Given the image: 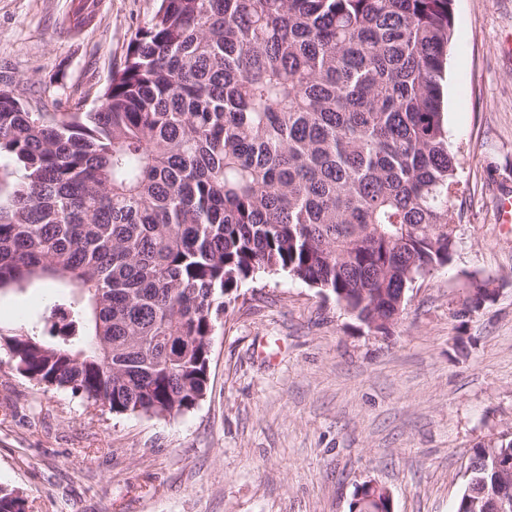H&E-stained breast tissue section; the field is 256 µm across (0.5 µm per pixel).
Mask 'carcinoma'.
Returning a JSON list of instances; mask_svg holds the SVG:
<instances>
[{
    "label": "carcinoma",
    "instance_id": "carcinoma-1",
    "mask_svg": "<svg viewBox=\"0 0 512 512\" xmlns=\"http://www.w3.org/2000/svg\"><path fill=\"white\" fill-rule=\"evenodd\" d=\"M101 0H72L68 30ZM454 0H160L92 112L0 88V293L56 280L46 342L0 349L38 386L115 415L206 395L212 337L244 282L286 273L388 334L448 266L464 190L442 82ZM491 298L468 289V311ZM512 438L477 444L456 512L493 500ZM349 512H391L383 495ZM0 486V512H27Z\"/></svg>",
    "mask_w": 512,
    "mask_h": 512
}]
</instances>
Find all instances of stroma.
<instances>
[{
	"mask_svg": "<svg viewBox=\"0 0 512 512\" xmlns=\"http://www.w3.org/2000/svg\"><path fill=\"white\" fill-rule=\"evenodd\" d=\"M70 0H0V87L90 112L156 0H103L67 31ZM444 80L465 193L448 267L418 280L389 335L288 274L237 289L212 338L209 386L174 417L110 415L33 387L0 350V485L29 512H349L360 484L393 512H454L472 449L512 436V0H455ZM497 294L463 304L471 277ZM58 290L0 295V325L36 328ZM464 353H455L457 340Z\"/></svg>",
	"mask_w": 512,
	"mask_h": 512,
	"instance_id": "obj_1",
	"label": "stroma"
}]
</instances>
